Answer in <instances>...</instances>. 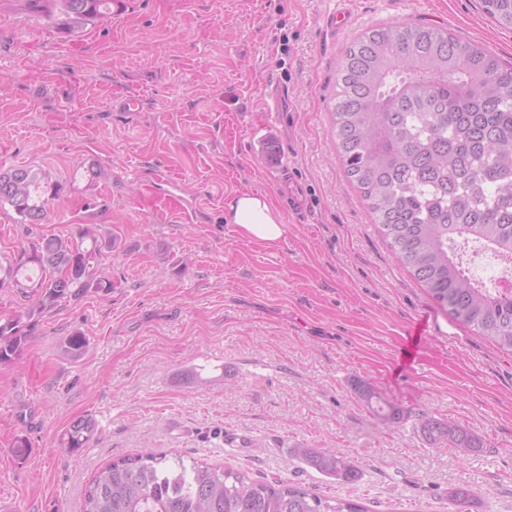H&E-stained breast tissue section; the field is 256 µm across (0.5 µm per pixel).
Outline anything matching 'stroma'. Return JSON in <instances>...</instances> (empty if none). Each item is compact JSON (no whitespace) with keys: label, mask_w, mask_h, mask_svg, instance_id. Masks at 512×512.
Segmentation results:
<instances>
[{"label":"stroma","mask_w":512,"mask_h":512,"mask_svg":"<svg viewBox=\"0 0 512 512\" xmlns=\"http://www.w3.org/2000/svg\"><path fill=\"white\" fill-rule=\"evenodd\" d=\"M402 22L512 65V30L479 0H127L76 33L53 0H0V170L58 184L34 229L0 206V261L84 224L117 243L102 261L112 291L59 301L0 364V512H82L100 467L146 451L367 512H455L458 487L477 491L464 512H512V353L449 317L396 261L335 157L336 63L361 33ZM127 95L141 109L116 110ZM279 163L309 206L267 246L225 223L224 205L262 193L283 208ZM418 320L427 336L396 369ZM76 332L88 348L73 361L61 344ZM358 380L402 420L372 415ZM422 413L485 449L428 444ZM84 416L97 433L69 452L61 438ZM299 446L341 449L363 476H323L291 456Z\"/></svg>","instance_id":"stroma-1"}]
</instances>
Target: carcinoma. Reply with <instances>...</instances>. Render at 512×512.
Listing matches in <instances>:
<instances>
[{
  "label": "carcinoma",
  "instance_id": "1",
  "mask_svg": "<svg viewBox=\"0 0 512 512\" xmlns=\"http://www.w3.org/2000/svg\"><path fill=\"white\" fill-rule=\"evenodd\" d=\"M112 0H55L70 32L102 18ZM482 10L512 28V0H481ZM336 157L397 260L454 320L512 352V289L491 288L463 266V249L480 245L512 265V67L480 45L420 24L379 26L361 34L338 62L333 112ZM49 175L27 167L0 171V205L23 224H41ZM114 239L93 224L75 239L40 238L25 259L0 263V290L32 289L31 305L0 321V363L21 351L41 314L58 301L112 290L96 273ZM86 336L62 343L80 358ZM431 445L476 454L485 441L456 422L418 418ZM96 433L91 417L73 421L61 446L77 452ZM319 473L342 482L362 477L338 448L292 449ZM84 512H366L361 504L321 496L232 468L136 454L102 467L85 493Z\"/></svg>",
  "mask_w": 512,
  "mask_h": 512
}]
</instances>
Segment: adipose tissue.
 I'll list each match as a JSON object with an SVG mask.
<instances>
[{"instance_id": "adipose-tissue-1", "label": "adipose tissue", "mask_w": 512, "mask_h": 512, "mask_svg": "<svg viewBox=\"0 0 512 512\" xmlns=\"http://www.w3.org/2000/svg\"><path fill=\"white\" fill-rule=\"evenodd\" d=\"M224 220L237 225L243 236L271 245L285 234L281 212L261 194L243 193L231 198L224 207Z\"/></svg>"}]
</instances>
